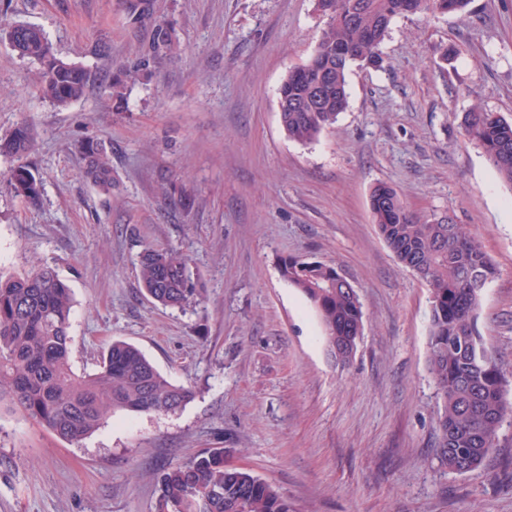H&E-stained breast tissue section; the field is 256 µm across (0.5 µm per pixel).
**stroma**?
Returning <instances> with one entry per match:
<instances>
[{"label":"stroma","mask_w":512,"mask_h":512,"mask_svg":"<svg viewBox=\"0 0 512 512\" xmlns=\"http://www.w3.org/2000/svg\"><path fill=\"white\" fill-rule=\"evenodd\" d=\"M155 4L182 49L119 105L94 87L56 108L38 65L0 43V137L31 127L26 162L43 183L38 205L21 203L6 184L15 161L0 156V272L47 265L70 286L76 372L122 339L195 396L174 413L113 414L77 445L0 411V512H155L161 471L204 448L234 449L294 512H512V423L473 471L436 459L430 290L369 205L384 182L422 222L451 216L481 242L496 274L476 325L512 372V188L462 126L476 105L512 119V0L396 19L381 66L349 71L345 111L308 144L284 133L277 89L317 47L316 0ZM0 21L39 27L57 57L100 76L143 38L125 0H0ZM87 139L112 145L111 193L81 175ZM150 246L188 256L190 306L145 297ZM285 256L335 264L356 289L363 332L348 362L282 278Z\"/></svg>","instance_id":"35a3bbf8"}]
</instances>
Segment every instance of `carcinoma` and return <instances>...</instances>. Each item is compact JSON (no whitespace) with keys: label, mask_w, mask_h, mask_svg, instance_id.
Masks as SVG:
<instances>
[{"label":"carcinoma","mask_w":512,"mask_h":512,"mask_svg":"<svg viewBox=\"0 0 512 512\" xmlns=\"http://www.w3.org/2000/svg\"><path fill=\"white\" fill-rule=\"evenodd\" d=\"M329 22L304 64L288 71L278 88V112L288 139L309 143L336 123L347 105V74L354 65L381 59L380 45L398 17L435 10V0H317ZM133 26L151 19L153 0H127ZM0 41L40 66V96L64 108L82 98L95 78L86 68L58 58L47 36L29 24L0 26ZM178 49L173 26L151 24L148 40L132 65L100 80L103 96L124 101L128 83L153 73ZM469 139L484 150L512 189V120L473 107L464 116ZM34 146L29 125L0 138V156L18 160ZM83 178L104 193L112 191L107 145H81ZM11 192L35 206L42 182L20 162L12 170ZM371 211L379 233L400 263L431 292L430 370L442 400L437 458L442 468L463 474L488 455L512 403L506 398L503 368L476 329L483 289L471 273L494 277L496 269L478 240L451 222L423 224L409 213L386 183L373 187ZM147 295L165 308L190 305L197 289L187 258L173 249L145 248L138 260ZM281 274L314 306L326 346L334 349L362 335L363 311L356 289L337 267L321 261L285 258ZM69 286L42 266L23 275L0 272V404L31 419L57 437L78 444L114 413L175 412L194 397L191 388L171 383L136 346L114 340L98 368L76 374L70 362ZM230 448H206L172 465L158 477L156 502L167 512H291L288 498L247 468H229Z\"/></svg>","instance_id":"obj_1"}]
</instances>
